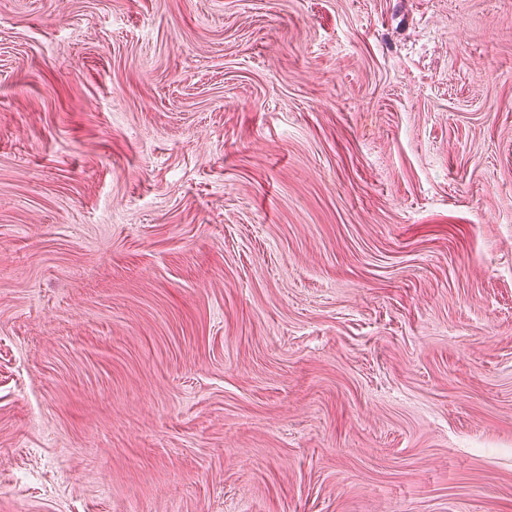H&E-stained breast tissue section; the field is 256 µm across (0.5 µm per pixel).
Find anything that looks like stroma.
Segmentation results:
<instances>
[{"mask_svg": "<svg viewBox=\"0 0 512 512\" xmlns=\"http://www.w3.org/2000/svg\"><path fill=\"white\" fill-rule=\"evenodd\" d=\"M0 512H512V0H0Z\"/></svg>", "mask_w": 512, "mask_h": 512, "instance_id": "stroma-1", "label": "stroma"}]
</instances>
